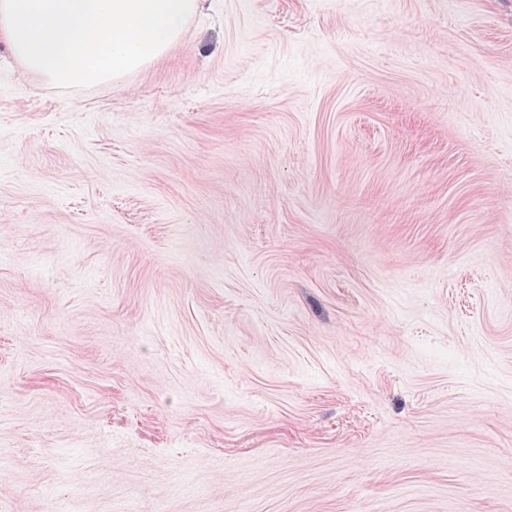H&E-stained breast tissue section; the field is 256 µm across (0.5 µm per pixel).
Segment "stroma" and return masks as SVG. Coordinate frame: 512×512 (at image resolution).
<instances>
[{
  "label": "stroma",
  "instance_id": "1",
  "mask_svg": "<svg viewBox=\"0 0 512 512\" xmlns=\"http://www.w3.org/2000/svg\"><path fill=\"white\" fill-rule=\"evenodd\" d=\"M0 512H512V0L0 46Z\"/></svg>",
  "mask_w": 512,
  "mask_h": 512
}]
</instances>
